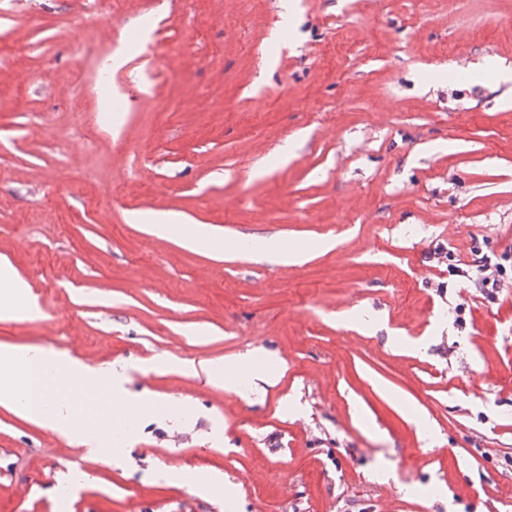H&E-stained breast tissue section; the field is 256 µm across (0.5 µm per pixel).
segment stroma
Returning <instances> with one entry per match:
<instances>
[{"label": "stroma", "instance_id": "obj_1", "mask_svg": "<svg viewBox=\"0 0 512 512\" xmlns=\"http://www.w3.org/2000/svg\"><path fill=\"white\" fill-rule=\"evenodd\" d=\"M293 3L0 0V259L41 309L0 346L122 373L137 421L92 457L0 407V512H512V0ZM250 350L276 386L181 369ZM135 224H148L150 232L158 237H170L180 234L179 224L169 214L134 213L131 218ZM243 248L252 252L253 256L269 257L278 264L295 265L307 260V253L304 251H283L273 239L246 240Z\"/></svg>", "mask_w": 512, "mask_h": 512}]
</instances>
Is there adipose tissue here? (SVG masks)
<instances>
[{
    "label": "adipose tissue",
    "mask_w": 512,
    "mask_h": 512,
    "mask_svg": "<svg viewBox=\"0 0 512 512\" xmlns=\"http://www.w3.org/2000/svg\"><path fill=\"white\" fill-rule=\"evenodd\" d=\"M19 314L32 319L38 317L37 300L29 284L12 266L0 261V319ZM102 375V370L66 354H37L0 346V406L36 423H53L57 430L94 453L98 450L99 435L105 432L104 422L87 415L83 403L66 383L75 378L91 384ZM20 378L25 379L26 386L17 393L12 384ZM77 415L82 422L76 426L71 419Z\"/></svg>",
    "instance_id": "1"
}]
</instances>
